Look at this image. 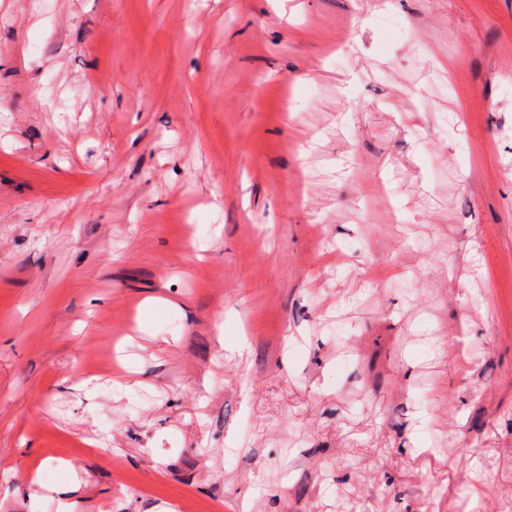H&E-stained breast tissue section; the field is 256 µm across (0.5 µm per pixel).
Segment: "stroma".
Returning a JSON list of instances; mask_svg holds the SVG:
<instances>
[{"mask_svg": "<svg viewBox=\"0 0 512 512\" xmlns=\"http://www.w3.org/2000/svg\"><path fill=\"white\" fill-rule=\"evenodd\" d=\"M0 512H512V0H0Z\"/></svg>", "mask_w": 512, "mask_h": 512, "instance_id": "obj_1", "label": "stroma"}]
</instances>
